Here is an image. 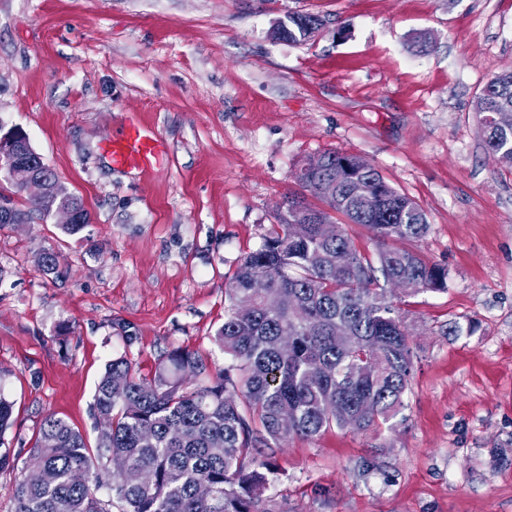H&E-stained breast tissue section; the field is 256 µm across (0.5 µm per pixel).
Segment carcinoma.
<instances>
[{
    "mask_svg": "<svg viewBox=\"0 0 512 512\" xmlns=\"http://www.w3.org/2000/svg\"><path fill=\"white\" fill-rule=\"evenodd\" d=\"M321 25L316 15L290 14L273 37L305 42ZM476 112L489 157L512 170V71L485 84ZM343 163L349 176L336 186L330 175ZM41 171L54 198L82 204L48 167ZM296 179L327 209L288 195L280 224L240 258L215 334L231 365L212 373L196 354L173 351L147 380L124 357L112 359L94 395L95 417L109 423L97 453L67 421L46 415L13 486L15 512H112L116 505L120 512H273L265 493L276 467L262 449L331 426L367 431L402 412L413 351L384 282L406 280L408 296L446 289L444 266L389 245L422 239L426 214L361 158L311 156ZM10 186L0 205L24 221L48 219L42 201L14 203L19 188ZM333 212L368 228L376 252L359 249L341 224L323 237ZM285 335L295 339L288 352L280 348ZM12 414L0 394L1 446ZM284 416L291 420L286 431ZM35 469L51 470L54 481L28 482ZM103 485L106 499L96 495Z\"/></svg>",
    "mask_w": 512,
    "mask_h": 512,
    "instance_id": "cac0c4a2",
    "label": "carcinoma"
}]
</instances>
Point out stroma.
Listing matches in <instances>:
<instances>
[{"mask_svg": "<svg viewBox=\"0 0 512 512\" xmlns=\"http://www.w3.org/2000/svg\"><path fill=\"white\" fill-rule=\"evenodd\" d=\"M291 13L323 21L273 39ZM512 70V0H0V123L21 128L90 222L0 227V392L24 464L43 418L96 450L112 358L153 377L172 351L218 371L225 292L324 152L414 199L415 248L447 288L400 299L414 372L380 432L333 427L274 449L273 512H512V171L488 158L477 97ZM167 145L113 167L129 115ZM63 259L43 273L41 253ZM477 321L470 334L440 335Z\"/></svg>", "mask_w": 512, "mask_h": 512, "instance_id": "stroma-1", "label": "stroma"}]
</instances>
